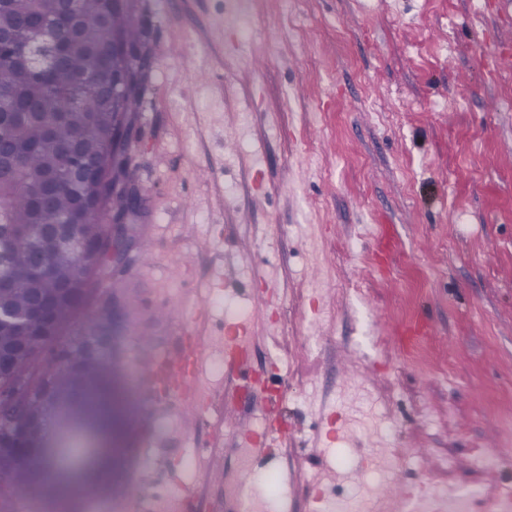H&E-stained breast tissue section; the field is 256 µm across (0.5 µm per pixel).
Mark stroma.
Segmentation results:
<instances>
[{
  "mask_svg": "<svg viewBox=\"0 0 512 512\" xmlns=\"http://www.w3.org/2000/svg\"><path fill=\"white\" fill-rule=\"evenodd\" d=\"M153 68L133 130L144 247L62 334L110 337L140 412L133 489L71 512H220L251 336L288 438L263 512H512V8L502 0H138ZM483 54H475V45ZM202 340V417L145 367ZM400 480L401 498L383 488Z\"/></svg>",
  "mask_w": 512,
  "mask_h": 512,
  "instance_id": "stroma-1",
  "label": "stroma"
}]
</instances>
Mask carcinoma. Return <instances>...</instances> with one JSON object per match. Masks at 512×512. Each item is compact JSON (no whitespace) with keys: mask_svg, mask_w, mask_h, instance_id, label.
<instances>
[{"mask_svg":"<svg viewBox=\"0 0 512 512\" xmlns=\"http://www.w3.org/2000/svg\"><path fill=\"white\" fill-rule=\"evenodd\" d=\"M52 8L53 0H13L10 10L0 12V25L11 24L18 14L48 13ZM104 9L102 0H81L80 38L69 47L68 64L54 70L45 85L32 80L7 59L0 58V87L12 90L10 105L25 108L36 102L41 111L55 122L51 141L44 139L42 127L37 122L28 123L17 131L24 151L22 179L30 186L37 184L44 172L60 167V148L72 138L82 137L86 150L92 153L101 152L112 141V114L99 104L97 97L88 92L78 97L66 93L78 72L85 70L93 59L112 53V33L120 34L127 44H145L144 28L130 16L124 0H112V12L109 14ZM139 104V93L131 92L121 98L113 111L136 114ZM78 196L79 192L62 182L52 205L36 212L31 207L26 188L17 183L0 184V197L10 204V222L13 225L59 224ZM111 219L110 209L95 213L82 224L84 237L91 242L101 239ZM40 249L51 260L49 280H29L30 255L24 250L14 252L12 286L4 293L0 292V306L20 312L26 308L32 294L41 291L52 298L50 317L54 324L61 326L72 319L79 294L90 287V282L73 279V259L60 252L53 239H42ZM29 342L30 339L15 334L11 329L0 327V349L16 348ZM105 357L106 351L98 343L82 339L64 353L60 367L46 366L52 375L41 382L30 399L20 432L33 436L37 421L54 411L69 419L98 424L91 401L100 387L110 383L112 367L105 362ZM82 453L83 447L72 445L64 451L62 466L40 470L43 489L49 493L58 491L68 479L63 467ZM30 480L32 468L18 464L12 476V489H0V512H7L6 499L11 492L20 490Z\"/></svg>","mask_w":512,"mask_h":512,"instance_id":"1","label":"carcinoma"}]
</instances>
